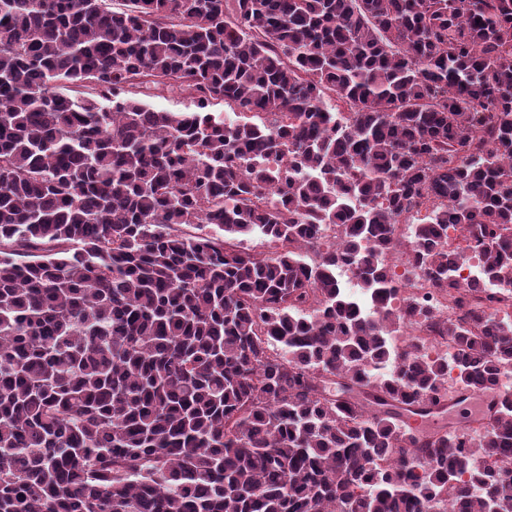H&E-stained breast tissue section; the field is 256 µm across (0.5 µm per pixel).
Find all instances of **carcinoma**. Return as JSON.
I'll use <instances>...</instances> for the list:
<instances>
[{
	"mask_svg": "<svg viewBox=\"0 0 512 512\" xmlns=\"http://www.w3.org/2000/svg\"><path fill=\"white\" fill-rule=\"evenodd\" d=\"M409 215L437 287L460 227L512 286V0H0V512H512L511 391L408 421L512 369L492 296L386 307ZM407 330L408 337H417L421 340L430 341L439 356L448 354V350H451L453 347V341L448 336H431L423 325L410 322Z\"/></svg>",
	"mask_w": 512,
	"mask_h": 512,
	"instance_id": "carcinoma-1",
	"label": "carcinoma"
}]
</instances>
